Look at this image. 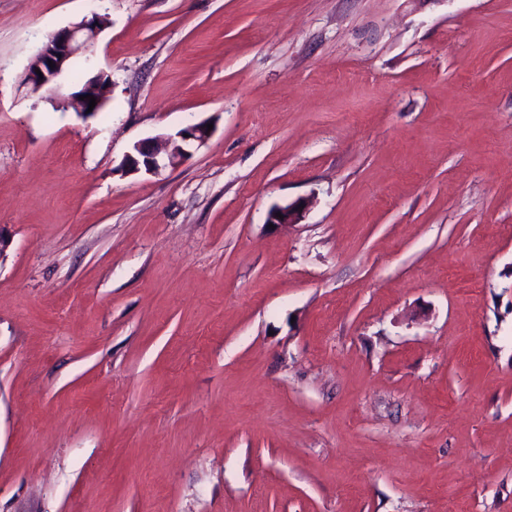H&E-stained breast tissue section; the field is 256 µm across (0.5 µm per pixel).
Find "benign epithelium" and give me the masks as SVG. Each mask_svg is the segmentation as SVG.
<instances>
[{
  "label": "benign epithelium",
  "mask_w": 512,
  "mask_h": 512,
  "mask_svg": "<svg viewBox=\"0 0 512 512\" xmlns=\"http://www.w3.org/2000/svg\"><path fill=\"white\" fill-rule=\"evenodd\" d=\"M101 31L102 20L94 13L89 18L54 32L32 58L30 70L26 72V85L34 92L44 90L50 93L51 98L71 104L80 116H90L89 99L82 100L80 94L75 92L62 94L61 79L69 70L70 61L84 53ZM210 134L204 122L187 126L174 134H165L163 138L170 145V150L164 153L156 146L155 137L137 142L125 155L120 171L124 175H158L190 156L191 148L205 145ZM304 206L303 201L276 206L269 212L268 223L281 226L294 224Z\"/></svg>",
  "instance_id": "benign-epithelium-1"
}]
</instances>
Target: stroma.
<instances>
[{"instance_id":"obj_1","label":"stroma","mask_w":512,"mask_h":512,"mask_svg":"<svg viewBox=\"0 0 512 512\" xmlns=\"http://www.w3.org/2000/svg\"><path fill=\"white\" fill-rule=\"evenodd\" d=\"M0 236V512H512V0H0ZM101 31L102 20L94 13L90 18H84L72 26L54 32L32 58L25 74L28 75L25 85H28L33 92L45 90L50 93L51 99L70 103L80 116L88 117L102 111L111 93V89H108L107 86L109 78L101 88L102 103L97 112H88L89 98L80 100V96L88 94L73 91L68 95H63L60 83L62 77L69 70L70 61L83 54L87 47L98 38ZM49 61H53L54 68H50ZM36 69H39L43 78L38 76ZM206 124L210 123L200 122L182 128L174 134H165L135 143L131 151L125 155L120 171L124 175H159L168 167H173L190 156L191 148H199L206 144L212 131L208 130ZM184 134H188V137H184ZM158 138H164L171 147L164 154L155 145ZM305 206L303 201H295L290 204L283 206L274 207L268 215V224H275L281 226H287L288 224H294L299 218L300 211ZM276 213L283 215V219L276 216Z\"/></svg>"}]
</instances>
